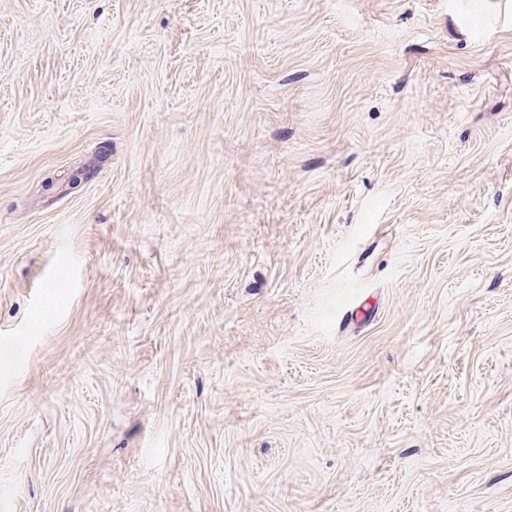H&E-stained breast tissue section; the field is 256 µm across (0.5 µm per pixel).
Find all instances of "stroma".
Returning a JSON list of instances; mask_svg holds the SVG:
<instances>
[{"label":"stroma","instance_id":"stroma-1","mask_svg":"<svg viewBox=\"0 0 512 512\" xmlns=\"http://www.w3.org/2000/svg\"><path fill=\"white\" fill-rule=\"evenodd\" d=\"M0 512H512V0H0Z\"/></svg>","mask_w":512,"mask_h":512}]
</instances>
